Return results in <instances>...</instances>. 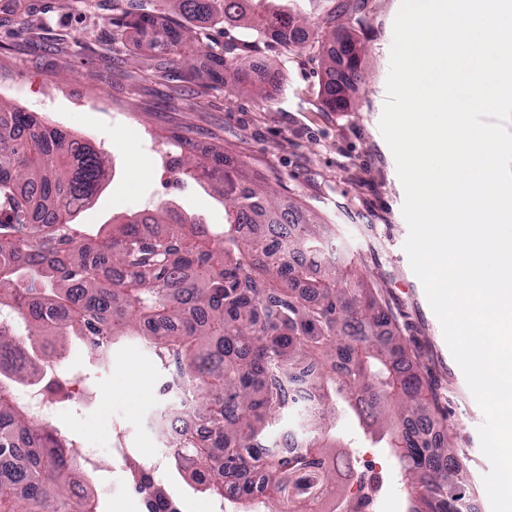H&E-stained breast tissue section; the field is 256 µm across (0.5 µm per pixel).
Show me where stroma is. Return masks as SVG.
<instances>
[{
  "mask_svg": "<svg viewBox=\"0 0 512 512\" xmlns=\"http://www.w3.org/2000/svg\"><path fill=\"white\" fill-rule=\"evenodd\" d=\"M402 0H315L300 13L308 29L325 15L349 17L361 8L353 32L364 48L361 79L343 111L324 107L321 48L281 53L278 47H242L240 30L205 29L206 51L194 56L195 81L169 70L157 34L180 30L184 21L174 0H0V103L75 133L106 155L110 179L81 212L82 224H110L121 216L159 204L204 222H224V199L204 180L166 173L172 134L188 137L202 156L216 151L239 156L250 174L272 183L281 200L302 204L334 229L337 259L366 275L392 312L407 352L425 384L438 396L439 422L465 465L472 512H491L483 484L490 463L482 454L478 427L482 411L450 350L443 348L436 316L413 273L404 243V189L379 121L387 100L386 79L393 22ZM149 16L151 26L118 28L123 12ZM239 44L249 70L272 75L263 94L212 76V57L225 43ZM60 90L46 97L48 87ZM190 106H180V99ZM57 371L74 374L89 387H106L104 411L76 404L60 407L50 430L97 449L101 468L92 474L95 493L111 489L103 512H142L130 489L112 480V428L121 426L132 448L168 444L152 416L164 407L159 387L167 373L150 350L127 339L112 349V365L98 368L86 355L68 358ZM343 431L354 454H366L381 472L377 512H407V491L389 449L375 447L358 422ZM183 501L184 512H211L213 497L196 491L189 473L167 467L158 476Z\"/></svg>",
  "mask_w": 512,
  "mask_h": 512,
  "instance_id": "obj_1",
  "label": "stroma"
}]
</instances>
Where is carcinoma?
Instances as JSON below:
<instances>
[{"label": "carcinoma", "mask_w": 512, "mask_h": 512, "mask_svg": "<svg viewBox=\"0 0 512 512\" xmlns=\"http://www.w3.org/2000/svg\"><path fill=\"white\" fill-rule=\"evenodd\" d=\"M290 0H179L184 20L242 28L291 52L324 41L356 43L326 18L302 26ZM168 64L188 67L202 45L166 36ZM225 49L224 82L257 88ZM322 102L349 104L359 61L336 67L327 52ZM170 169L214 183L224 227L187 223L158 206L91 232L75 223L109 175L106 157L68 131L0 103V512H98L73 444L35 422L14 386L35 379L73 348L106 363L112 345L138 339L172 375L176 399H192L200 431L168 445L197 490L237 505L256 496L276 512H315L336 487L337 421L353 416L390 449L407 486L410 512H470L465 471L448 434L430 439L438 414L388 309L351 266H338L329 237L304 207L284 205L227 154L201 156L185 137ZM53 342L26 352L22 338ZM313 393L314 403L300 389ZM299 416L288 452L274 433ZM161 499L166 487L129 462Z\"/></svg>", "instance_id": "obj_1"}]
</instances>
